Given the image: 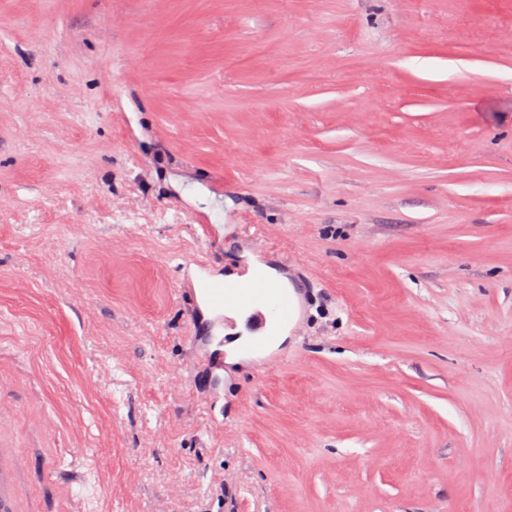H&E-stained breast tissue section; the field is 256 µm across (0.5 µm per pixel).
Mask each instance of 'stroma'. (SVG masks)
Wrapping results in <instances>:
<instances>
[{
	"label": "stroma",
	"instance_id": "35a3bbf8",
	"mask_svg": "<svg viewBox=\"0 0 512 512\" xmlns=\"http://www.w3.org/2000/svg\"><path fill=\"white\" fill-rule=\"evenodd\" d=\"M288 256L212 387L189 263ZM0 438L86 512H512V0H0Z\"/></svg>",
	"mask_w": 512,
	"mask_h": 512
}]
</instances>
